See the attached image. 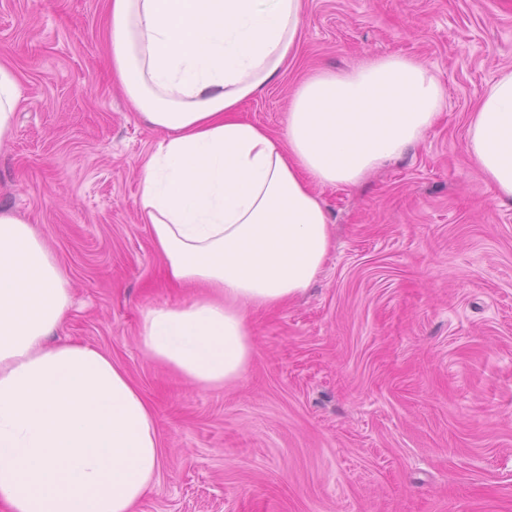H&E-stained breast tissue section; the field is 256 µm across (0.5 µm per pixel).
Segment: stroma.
<instances>
[{"mask_svg": "<svg viewBox=\"0 0 512 512\" xmlns=\"http://www.w3.org/2000/svg\"><path fill=\"white\" fill-rule=\"evenodd\" d=\"M105 0H0V62L25 99L0 146V206L35 224L75 290L60 335L120 364L163 467L136 512H512V207L467 153L468 116L512 70V0H304L282 77L242 103L284 133L316 71L415 57L447 105L355 188L326 187L333 247L304 293L252 311L255 355L220 390L142 353L164 284L138 213L160 132L113 80Z\"/></svg>", "mask_w": 512, "mask_h": 512, "instance_id": "obj_1", "label": "stroma"}]
</instances>
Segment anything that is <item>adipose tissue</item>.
I'll list each match as a JSON object with an SVG mask.
<instances>
[{
  "label": "adipose tissue",
  "mask_w": 512,
  "mask_h": 512,
  "mask_svg": "<svg viewBox=\"0 0 512 512\" xmlns=\"http://www.w3.org/2000/svg\"><path fill=\"white\" fill-rule=\"evenodd\" d=\"M303 0H107L112 70L162 139L138 208L180 304L144 309L138 343L187 383L219 389L253 359V309L294 298L333 246L317 187H355L420 142L446 105L431 68L388 56L295 89L285 134L240 118L279 79ZM23 88L0 65V145ZM468 155L512 207V71L471 112ZM74 296L33 224L0 207V505L134 512L163 463L152 407L104 351L54 342Z\"/></svg>",
  "instance_id": "1"
}]
</instances>
